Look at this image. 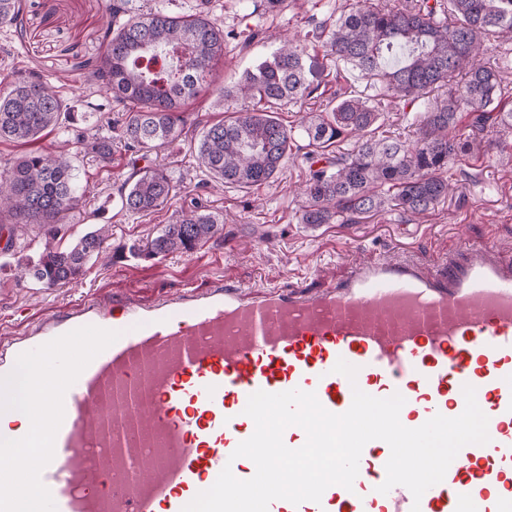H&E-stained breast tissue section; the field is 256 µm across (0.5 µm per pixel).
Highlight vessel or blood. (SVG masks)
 <instances>
[{
  "label": "vessel or blood",
  "mask_w": 512,
  "mask_h": 512,
  "mask_svg": "<svg viewBox=\"0 0 512 512\" xmlns=\"http://www.w3.org/2000/svg\"><path fill=\"white\" fill-rule=\"evenodd\" d=\"M49 351L57 377L33 401L49 414L38 452L31 432L0 428V512L30 488L44 491L45 512H182L224 467L246 479L231 454L255 430L244 408L258 390L312 391L334 414L354 389L397 393L403 425L417 428L460 415L467 384L490 441L464 446L421 500L403 486L379 493L390 453L376 439L352 489L268 512H512V262L493 244L438 271L406 249L320 291L215 276L148 306L100 293L0 345V378L28 363L42 383ZM341 358L356 381L335 373Z\"/></svg>",
  "instance_id": "1"
}]
</instances>
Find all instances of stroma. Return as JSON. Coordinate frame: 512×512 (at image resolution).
I'll list each match as a JSON object with an SVG mask.
<instances>
[{"mask_svg":"<svg viewBox=\"0 0 512 512\" xmlns=\"http://www.w3.org/2000/svg\"><path fill=\"white\" fill-rule=\"evenodd\" d=\"M339 0H286L279 12L255 15L253 0H212L213 15L237 30L260 24L265 39L247 50L227 47L217 75L227 78L270 53L286 33L306 35L314 22L335 17ZM110 21L102 0H23L20 28L0 26V92L16 72L40 70L67 102L91 100V89L78 62L97 56ZM45 145L74 154L75 173L85 192V212L103 210L111 226L112 252L90 261L74 285L45 291L20 270L0 271V340L19 335L40 314L71 300L98 293H125L149 301L177 288L205 287L211 276L242 285L267 283L288 287L299 275L326 286L354 260L396 256V242L414 239L419 258L434 265L472 242L497 244L512 261V150L480 161L464 158L448 172L456 191L445 204L419 217L388 211L364 224H300L304 204L298 193L308 173L302 153H295L279 179L250 190L214 183L198 167L189 141L148 153L147 162L168 169L179 193L166 205L140 216L125 214L114 198L116 187L130 174L125 152H116L110 167L80 156L64 130ZM224 219V238L201 244L191 255L155 259L130 258L126 247L153 236L181 211L193 205Z\"/></svg>","mask_w":512,"mask_h":512,"instance_id":"stroma-1","label":"stroma"}]
</instances>
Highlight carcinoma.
Instances as JSON below:
<instances>
[{
  "label": "carcinoma",
  "mask_w": 512,
  "mask_h": 512,
  "mask_svg": "<svg viewBox=\"0 0 512 512\" xmlns=\"http://www.w3.org/2000/svg\"><path fill=\"white\" fill-rule=\"evenodd\" d=\"M210 0H197L190 14L161 10L135 12L130 0H104L112 18L99 56L79 62L92 87L122 105L115 135L90 133L91 113L75 114L45 75L35 70L15 75L0 93V140L22 145L40 141L68 121L66 132L83 155L104 167L116 147L130 154L132 172L117 188L121 209L144 214L168 201L175 190L161 166H139L143 151L165 147L196 125L186 104L213 82L224 43L237 37L211 16ZM19 0H0V25L18 24ZM323 56L350 66L364 77L379 76L391 97L416 105L422 115L415 138L377 136L384 108L343 93L324 108H312L299 121L307 144L306 204L300 223L362 224L395 209L424 215L448 201L455 183L448 169L456 159L487 158L508 148L489 141V130L512 132V100L505 96L499 68L483 62V47L494 39L512 43V0H401L367 4L347 0L336 20L316 26ZM318 66L306 40L287 36L269 56L224 82L215 107L237 104L231 115L207 124L195 144L199 165L226 187L250 189L275 182L292 155L295 130L275 116L274 107L303 104L319 90ZM444 88L434 102L426 95ZM467 113L468 132L458 130ZM357 137L354 149L336 158L311 148ZM79 186L72 156L60 150H31L0 176V233L7 240L0 270L15 256L18 224L45 228V243L35 255L15 256L17 265L43 288L79 282L87 263L110 248L108 224L85 233L61 249L54 241L59 225L80 214ZM224 236L223 222L199 209L184 211L146 241L128 246L138 259L190 254Z\"/></svg>",
  "instance_id": "1"
}]
</instances>
